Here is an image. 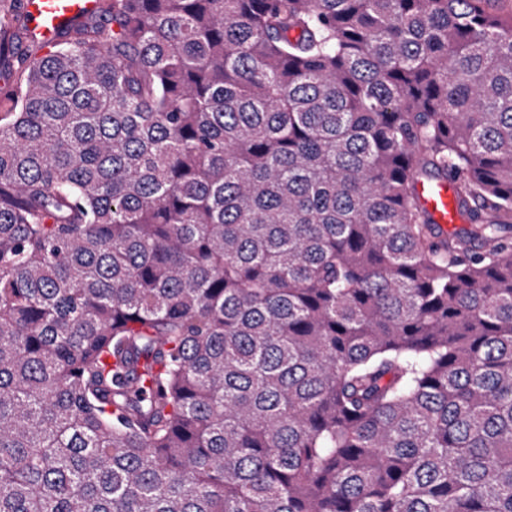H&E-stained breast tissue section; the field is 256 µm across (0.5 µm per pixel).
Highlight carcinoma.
<instances>
[{
  "mask_svg": "<svg viewBox=\"0 0 512 512\" xmlns=\"http://www.w3.org/2000/svg\"><path fill=\"white\" fill-rule=\"evenodd\" d=\"M20 9L0 512H512V0ZM96 0H23L22 12L29 27L52 42L65 24L91 15ZM417 190L426 212L444 232L450 233L459 227L461 216L448 181H422L417 185Z\"/></svg>",
  "mask_w": 512,
  "mask_h": 512,
  "instance_id": "obj_1",
  "label": "carcinoma"
}]
</instances>
